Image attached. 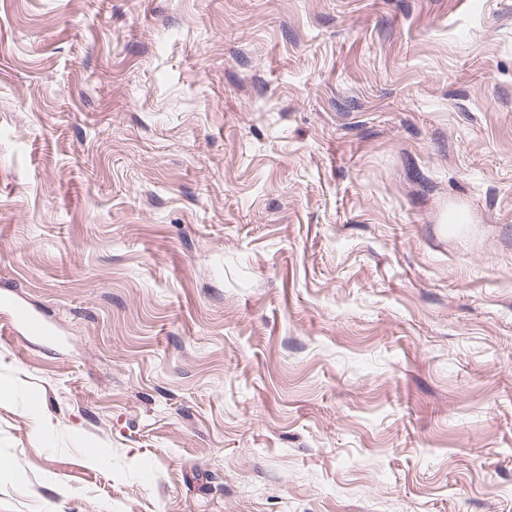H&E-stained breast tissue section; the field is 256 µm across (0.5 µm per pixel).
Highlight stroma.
I'll return each mask as SVG.
<instances>
[{"label":"stroma","instance_id":"1","mask_svg":"<svg viewBox=\"0 0 512 512\" xmlns=\"http://www.w3.org/2000/svg\"><path fill=\"white\" fill-rule=\"evenodd\" d=\"M14 304L0 512H512V0H0ZM14 325L23 326L33 336L46 339H51L54 336L53 330L41 316L35 315L22 307L16 308L13 312L9 326L12 328Z\"/></svg>","mask_w":512,"mask_h":512}]
</instances>
